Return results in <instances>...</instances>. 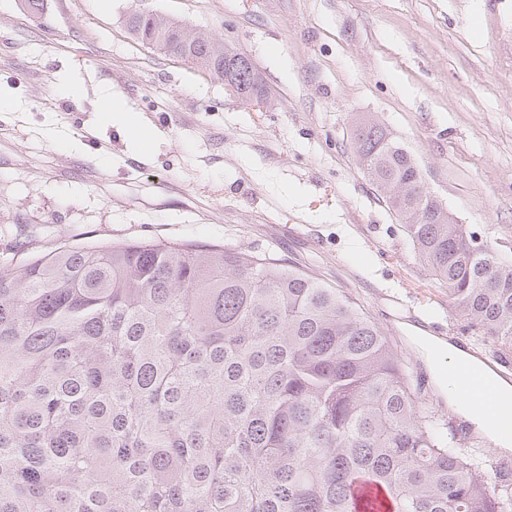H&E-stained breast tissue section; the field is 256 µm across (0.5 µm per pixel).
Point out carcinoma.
Returning a JSON list of instances; mask_svg holds the SVG:
<instances>
[{
    "label": "carcinoma",
    "mask_w": 512,
    "mask_h": 512,
    "mask_svg": "<svg viewBox=\"0 0 512 512\" xmlns=\"http://www.w3.org/2000/svg\"><path fill=\"white\" fill-rule=\"evenodd\" d=\"M137 41L224 77L209 37ZM360 165L470 330L512 357V261L422 183L379 122ZM0 512H512L407 362L343 291L232 246L0 258Z\"/></svg>",
    "instance_id": "cac0c4a2"
}]
</instances>
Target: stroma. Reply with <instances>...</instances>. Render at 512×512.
I'll return each mask as SVG.
<instances>
[{"instance_id": "obj_1", "label": "stroma", "mask_w": 512, "mask_h": 512, "mask_svg": "<svg viewBox=\"0 0 512 512\" xmlns=\"http://www.w3.org/2000/svg\"><path fill=\"white\" fill-rule=\"evenodd\" d=\"M141 6L248 56L268 106L133 40L124 19ZM108 94L156 133L149 152L99 112ZM0 100V254L164 241L272 255L356 299L459 422L416 339L490 348L362 169L352 125L374 115L511 259L512 0H40L35 14L0 0Z\"/></svg>"}]
</instances>
